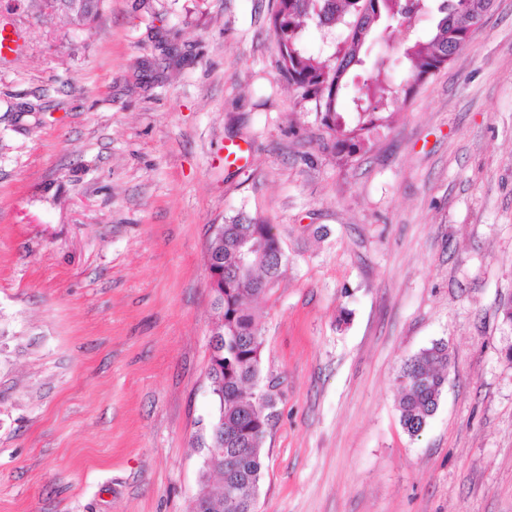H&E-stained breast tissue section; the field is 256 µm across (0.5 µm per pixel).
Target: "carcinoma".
<instances>
[{"label": "carcinoma", "mask_w": 512, "mask_h": 512, "mask_svg": "<svg viewBox=\"0 0 512 512\" xmlns=\"http://www.w3.org/2000/svg\"><path fill=\"white\" fill-rule=\"evenodd\" d=\"M82 14L71 12L70 0H36L44 11L63 14L81 27L99 13L101 0H82ZM270 26L280 49L279 69L301 103H312L331 133L332 149L343 162L368 144V134L388 121L391 105L404 103L416 88L435 75L482 26L494 0H275ZM434 19L426 33L416 20ZM346 16L353 18L350 40L333 54L311 51L309 26L324 31ZM408 40V66L394 87L389 64L376 63L362 83L345 77L362 62L368 44H383L390 32ZM224 379L213 383L219 419L212 437L216 460L224 468L223 490L208 491V512H255L264 469V444L276 416V398L262 385L260 329L245 301L267 294L284 272L287 258L269 224H255L239 213L224 221ZM448 368V343L439 340L407 358L395 377L399 421L412 438L425 430L437 411Z\"/></svg>", "instance_id": "1"}]
</instances>
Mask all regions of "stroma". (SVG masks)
<instances>
[{
  "instance_id": "1",
  "label": "stroma",
  "mask_w": 512,
  "mask_h": 512,
  "mask_svg": "<svg viewBox=\"0 0 512 512\" xmlns=\"http://www.w3.org/2000/svg\"><path fill=\"white\" fill-rule=\"evenodd\" d=\"M274 5L104 0L79 28L0 0V512H192L206 251L240 212L288 259L248 303L279 393L257 512H512V0L347 165ZM439 339L412 438L394 379ZM22 46L21 31L12 23H0V58L16 54Z\"/></svg>"
}]
</instances>
